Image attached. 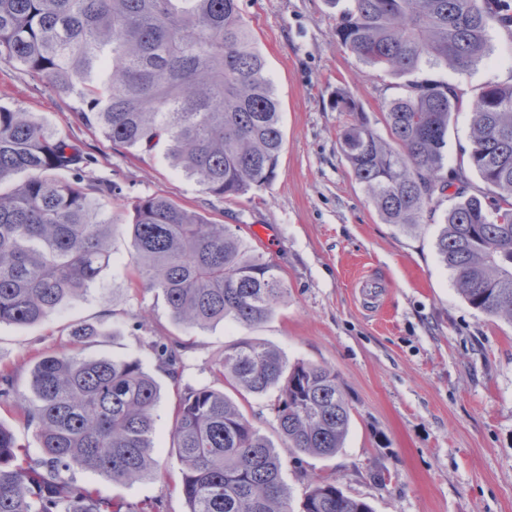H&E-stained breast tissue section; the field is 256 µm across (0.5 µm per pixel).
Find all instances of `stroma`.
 Returning a JSON list of instances; mask_svg holds the SVG:
<instances>
[{
  "label": "stroma",
  "mask_w": 512,
  "mask_h": 512,
  "mask_svg": "<svg viewBox=\"0 0 512 512\" xmlns=\"http://www.w3.org/2000/svg\"><path fill=\"white\" fill-rule=\"evenodd\" d=\"M239 7L281 102L284 146L274 182L238 203L203 193L169 165L164 146L146 153L113 147L74 119L70 98L4 62L0 105L27 107L79 143L94 156L96 177L122 187V204L163 195L238 228L281 267L287 303L254 328L185 331L161 293L133 287L130 242L120 229L112 264L87 292L51 320L0 325V366L27 378L30 357L68 346L73 323L99 330L78 346L80 356L140 360L161 387L154 413L160 477L124 483L73 473L78 484L126 503L158 501L163 512H186L179 466L167 450L175 405L186 386L213 382L225 346L257 339L289 362L334 369L352 412L335 457L286 459L292 508L314 477L336 482L374 512H512V323L470 307L440 262L436 239L450 199L439 197L437 216L417 232H403L380 220L340 150L347 115L336 108L337 88L351 91L383 136L382 106L400 94L403 78L373 71L337 43L329 0H239ZM439 76L464 101L448 128L450 170L469 149V102L486 83H512V34L490 28L480 63ZM362 270L383 285L376 307L352 286ZM160 338L189 345L181 381L158 366L150 343ZM377 471L384 481L374 480Z\"/></svg>",
  "instance_id": "obj_1"
}]
</instances>
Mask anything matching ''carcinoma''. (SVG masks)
<instances>
[{"label":"carcinoma","instance_id":"carcinoma-1","mask_svg":"<svg viewBox=\"0 0 512 512\" xmlns=\"http://www.w3.org/2000/svg\"><path fill=\"white\" fill-rule=\"evenodd\" d=\"M336 40L372 70L467 71L493 26L512 30V0H335ZM53 91L75 95L76 119L115 147L167 143L171 167L208 195L236 203L277 175L280 101L239 0H0V61ZM352 114L339 136L353 175L386 224L408 231L452 186L437 254L475 310L512 323V84H487L470 103L468 166L443 174L448 126L462 107L445 80H409L383 105L379 136L346 88ZM90 158L22 106H0V324L43 322L86 292L114 260V227L130 241L134 285L163 294L187 330L255 326L288 301L279 267L228 225L165 196L110 217L121 189L90 176ZM482 182L472 185L468 172ZM103 332L75 323L74 345ZM187 343L151 342L158 366L182 376ZM26 391L0 369V406L33 430L40 454L21 451L0 422V512H161L115 501L75 482L91 470L112 481L157 476L154 411L161 393L135 358L38 353ZM216 380L238 395L274 392L282 448L224 390L188 386L169 434L187 512H291L284 456L332 457L352 423L336 372L288 364L275 348L240 340L224 349ZM300 512H373L334 482L310 478Z\"/></svg>","mask_w":512,"mask_h":512}]
</instances>
